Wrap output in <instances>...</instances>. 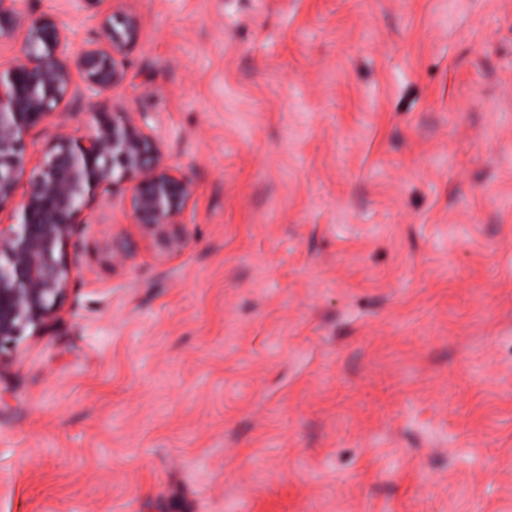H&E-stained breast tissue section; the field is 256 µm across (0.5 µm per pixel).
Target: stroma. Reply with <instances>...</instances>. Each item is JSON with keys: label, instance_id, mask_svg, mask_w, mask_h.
<instances>
[{"label": "stroma", "instance_id": "35a3bbf8", "mask_svg": "<svg viewBox=\"0 0 512 512\" xmlns=\"http://www.w3.org/2000/svg\"><path fill=\"white\" fill-rule=\"evenodd\" d=\"M74 42L92 0H22ZM16 194L96 109L195 194L92 200L58 317L0 348V512H512V0H124Z\"/></svg>", "mask_w": 512, "mask_h": 512}]
</instances>
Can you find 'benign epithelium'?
<instances>
[{
  "instance_id": "obj_1",
  "label": "benign epithelium",
  "mask_w": 512,
  "mask_h": 512,
  "mask_svg": "<svg viewBox=\"0 0 512 512\" xmlns=\"http://www.w3.org/2000/svg\"><path fill=\"white\" fill-rule=\"evenodd\" d=\"M20 28L22 55L0 67V212L9 208L15 214V222L0 224V348L27 330L41 333L57 318L72 274L70 245L91 199L135 180V223L169 245L194 195L192 180L164 163L143 115L101 109L91 113L89 135L63 137L50 146L24 198L15 201L30 130L66 99L73 70L84 76L91 96L124 80L118 59L136 40L139 20L125 15L118 34L106 16L101 37L76 47L62 23L26 14L20 0H0V41Z\"/></svg>"
}]
</instances>
